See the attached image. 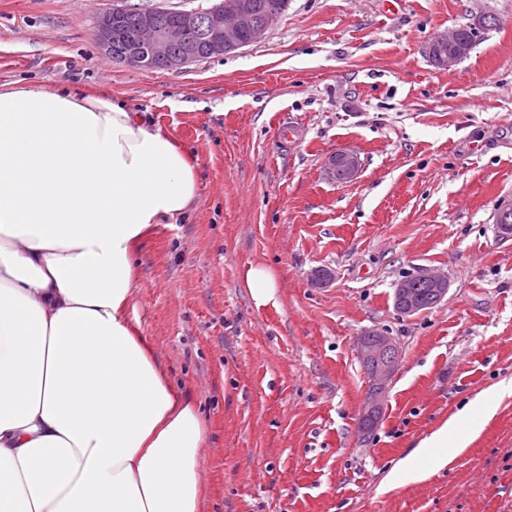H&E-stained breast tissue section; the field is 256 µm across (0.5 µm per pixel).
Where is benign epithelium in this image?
Masks as SVG:
<instances>
[{
	"label": "benign epithelium",
	"instance_id": "obj_1",
	"mask_svg": "<svg viewBox=\"0 0 512 512\" xmlns=\"http://www.w3.org/2000/svg\"><path fill=\"white\" fill-rule=\"evenodd\" d=\"M124 16L125 11L113 10L100 18L96 29L98 48L112 58L119 57L130 66L149 68L159 64L172 72H179L193 63L200 47L212 56H222L244 47L241 41L243 29L249 32L248 44L261 42L281 13L270 10L257 18L252 14L247 0H219L207 9L179 11L174 27L161 28L155 13L142 12L139 15V37L126 42L118 55L112 45L113 34ZM469 51L470 45L457 30L438 36L429 44V55L441 67L458 63ZM329 165L332 175L350 180L359 172L361 162L354 152H340L331 157ZM416 278L432 288V304L440 303L448 294L446 275L423 269ZM412 293L413 288L408 281H402L395 287L397 303L403 314L418 312L419 305L413 303ZM357 353L366 365L369 382L362 412V421L369 424L373 422L389 389L401 351L393 337L383 332H371L359 339Z\"/></svg>",
	"mask_w": 512,
	"mask_h": 512
}]
</instances>
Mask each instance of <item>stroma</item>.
Listing matches in <instances>:
<instances>
[{
    "instance_id": "35a3bbf8",
    "label": "stroma",
    "mask_w": 512,
    "mask_h": 512,
    "mask_svg": "<svg viewBox=\"0 0 512 512\" xmlns=\"http://www.w3.org/2000/svg\"><path fill=\"white\" fill-rule=\"evenodd\" d=\"M211 4L0 0V85L110 95L197 159L193 213L141 242L128 317L208 425L204 512H512V391L494 390L512 381V0H288L262 42L178 73L98 49L113 8ZM484 13L498 26L438 66L429 43ZM339 151L357 179L329 174ZM256 263L277 305L244 287ZM425 268L448 294L402 314L395 285ZM369 331L401 359L366 432ZM481 394L495 412L462 451L396 474ZM243 282L245 288H248L257 307L268 304H277L276 275L271 268L263 264L249 266L244 272Z\"/></svg>"
}]
</instances>
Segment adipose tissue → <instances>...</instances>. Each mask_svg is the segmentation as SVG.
Masks as SVG:
<instances>
[{"instance_id": "obj_1", "label": "adipose tissue", "mask_w": 512, "mask_h": 512, "mask_svg": "<svg viewBox=\"0 0 512 512\" xmlns=\"http://www.w3.org/2000/svg\"><path fill=\"white\" fill-rule=\"evenodd\" d=\"M197 188L122 103L0 87V512H200L203 418L127 315L140 239ZM493 412L464 407L402 468L447 461Z\"/></svg>"}]
</instances>
